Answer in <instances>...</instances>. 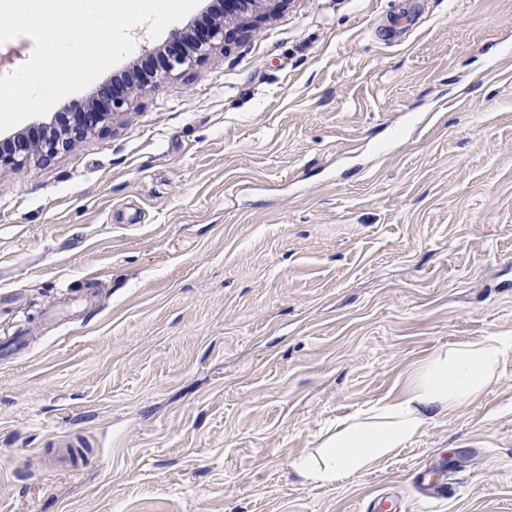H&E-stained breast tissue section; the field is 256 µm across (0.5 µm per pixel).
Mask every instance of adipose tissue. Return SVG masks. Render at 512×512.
I'll return each instance as SVG.
<instances>
[{
	"label": "adipose tissue",
	"mask_w": 512,
	"mask_h": 512,
	"mask_svg": "<svg viewBox=\"0 0 512 512\" xmlns=\"http://www.w3.org/2000/svg\"><path fill=\"white\" fill-rule=\"evenodd\" d=\"M510 350L512 335H494L433 355L418 367L407 396L377 405L367 417L337 422L335 435L318 455L294 459L293 470L309 485H331L369 471L379 459L420 436L432 418L483 392Z\"/></svg>",
	"instance_id": "adipose-tissue-1"
}]
</instances>
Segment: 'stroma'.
I'll list each match as a JSON object with an SVG mask.
<instances>
[{
	"label": "stroma",
	"instance_id": "obj_1",
	"mask_svg": "<svg viewBox=\"0 0 512 512\" xmlns=\"http://www.w3.org/2000/svg\"><path fill=\"white\" fill-rule=\"evenodd\" d=\"M512 334V0H272L0 170V512H512V351L368 472L291 467ZM239 27L227 29L224 22L213 23L210 28L200 37L190 41L185 51L178 50L177 45L183 44L188 40V36L183 29H174L169 34V42L173 46L170 53L163 59L159 73H156L153 81V88H160L173 72H184L192 69L208 58L215 50L224 49V44L230 42ZM140 92L137 86L103 88L97 102L84 111L85 116L74 119L72 123L64 127L45 126V133L33 141L17 135L13 138V148L8 150H5L4 140H1L0 169L19 168L30 158L41 162L52 160L62 151L74 147L89 133L107 128L114 116L123 111L130 98Z\"/></svg>",
	"mask_w": 512,
	"mask_h": 512
}]
</instances>
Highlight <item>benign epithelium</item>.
Returning <instances> with one entry per match:
<instances>
[{"label":"benign epithelium","mask_w":512,"mask_h":512,"mask_svg":"<svg viewBox=\"0 0 512 512\" xmlns=\"http://www.w3.org/2000/svg\"><path fill=\"white\" fill-rule=\"evenodd\" d=\"M238 32L239 28L228 29L222 21L213 23L200 37L191 41L184 30H172L169 42L173 49L163 59L159 73L155 74L153 87H161L173 73L190 70L215 50L224 49V44L231 41ZM140 92L137 86L104 88L97 102L85 110L84 116L72 123L64 127L47 126L45 133L33 141L20 135L15 136L13 148H0V169L19 168L31 158L41 162L52 160L59 153L74 147L88 134L107 128L114 116L123 111L130 98Z\"/></svg>","instance_id":"7a95c632"}]
</instances>
